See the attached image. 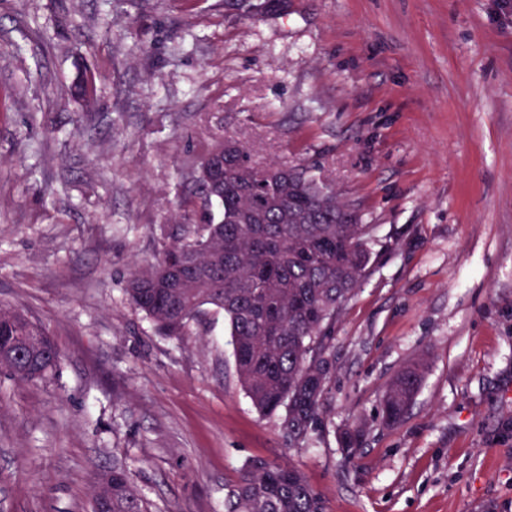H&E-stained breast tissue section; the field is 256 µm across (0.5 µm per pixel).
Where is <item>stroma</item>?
I'll use <instances>...</instances> for the list:
<instances>
[{
	"label": "stroma",
	"instance_id": "1",
	"mask_svg": "<svg viewBox=\"0 0 512 512\" xmlns=\"http://www.w3.org/2000/svg\"><path fill=\"white\" fill-rule=\"evenodd\" d=\"M219 137L374 227L299 448L243 391L223 315L179 341L125 296ZM0 301L60 350L45 383L0 375V512H90L115 463L151 512H224L251 457L298 467L327 512H512V0H0ZM423 377L420 363L402 368L385 392L381 403L382 418L388 425L395 426L405 416Z\"/></svg>",
	"mask_w": 512,
	"mask_h": 512
}]
</instances>
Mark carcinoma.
Returning a JSON list of instances; mask_svg holds the SVG:
<instances>
[{
	"instance_id": "carcinoma-1",
	"label": "carcinoma",
	"mask_w": 512,
	"mask_h": 512,
	"mask_svg": "<svg viewBox=\"0 0 512 512\" xmlns=\"http://www.w3.org/2000/svg\"><path fill=\"white\" fill-rule=\"evenodd\" d=\"M192 185L159 226L154 260L131 270L129 303L164 336L191 334L203 307L227 321L236 374L263 415L279 416L288 442L302 445L324 413L327 353L342 308L374 264L371 226L335 190L296 164L252 163L237 141L218 140L186 165ZM60 353L27 315L0 303V372L19 384L48 380ZM423 377L402 368L381 403L385 423L405 416ZM363 433L341 437L355 458ZM92 512H150L130 471L96 473ZM224 512H325L303 473L259 457L245 461L224 492Z\"/></svg>"
}]
</instances>
